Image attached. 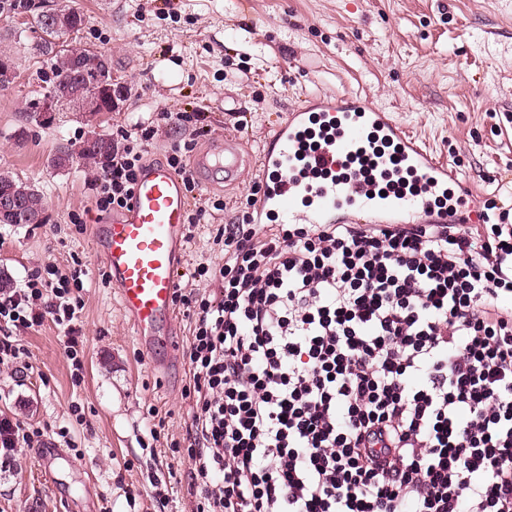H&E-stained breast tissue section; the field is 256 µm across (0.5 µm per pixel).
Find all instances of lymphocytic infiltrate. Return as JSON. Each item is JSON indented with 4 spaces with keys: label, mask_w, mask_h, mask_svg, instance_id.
<instances>
[{
    "label": "lymphocytic infiltrate",
    "mask_w": 512,
    "mask_h": 512,
    "mask_svg": "<svg viewBox=\"0 0 512 512\" xmlns=\"http://www.w3.org/2000/svg\"><path fill=\"white\" fill-rule=\"evenodd\" d=\"M121 132L88 185L124 208L151 136ZM176 289L195 512H512V215L492 224H251ZM77 273L0 292L77 357Z\"/></svg>",
    "instance_id": "f902f5d3"
}]
</instances>
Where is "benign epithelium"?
Here are the masks:
<instances>
[{"mask_svg": "<svg viewBox=\"0 0 512 512\" xmlns=\"http://www.w3.org/2000/svg\"><path fill=\"white\" fill-rule=\"evenodd\" d=\"M105 55L102 53L80 55L75 63L78 73L88 77L93 76L96 90L91 94H84L76 86H71L65 92H59V86L50 87L37 99L35 111L44 123H50L59 111L60 102L67 97L72 99L79 112H114L120 109L127 101L130 87L127 83L110 77L104 71ZM0 214L3 216L23 215L30 224H42L46 220L44 214H31L22 210L21 201L15 196L0 193Z\"/></svg>", "mask_w": 512, "mask_h": 512, "instance_id": "1", "label": "benign epithelium"}]
</instances>
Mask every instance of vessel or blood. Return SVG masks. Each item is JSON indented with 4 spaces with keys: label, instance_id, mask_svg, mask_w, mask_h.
Masks as SVG:
<instances>
[{
    "label": "vessel or blood",
    "instance_id": "b4317fda",
    "mask_svg": "<svg viewBox=\"0 0 512 512\" xmlns=\"http://www.w3.org/2000/svg\"><path fill=\"white\" fill-rule=\"evenodd\" d=\"M248 160L233 140L191 159L203 185L215 172L238 183ZM265 180L254 218L264 224H334L350 213L366 224H414L444 198L456 214L473 213L472 194L456 173L361 97H317L289 113L257 160ZM191 202L180 177L149 163L126 208L99 225L95 250L112 279L119 306L154 367L180 349L173 330L174 292L184 267ZM54 479L65 464L55 448L38 453Z\"/></svg>",
    "mask_w": 512,
    "mask_h": 512
}]
</instances>
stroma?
Instances as JSON below:
<instances>
[{"mask_svg":"<svg viewBox=\"0 0 512 512\" xmlns=\"http://www.w3.org/2000/svg\"><path fill=\"white\" fill-rule=\"evenodd\" d=\"M11 2L0 0V49L18 68L0 88V169L36 185L47 206L45 223L0 224V270L21 288L47 266H81L83 368L74 376L51 320L0 326L27 353L25 362L0 365V414L73 461L48 481L33 449H24L0 471V512H61V499L77 493L91 498L93 512L194 509L186 359L158 370L140 350L95 254L93 227L104 218L87 183L102 167L52 169L58 148L146 120L153 163L164 162L173 140L201 151L228 134L257 154L310 97L359 95L456 170L477 208H512V0H253L248 12L240 0H40L79 10L85 23L68 43L107 54L113 75L132 89L120 111L60 112L48 124L27 103L51 85L54 70L26 29L29 13ZM177 112L202 118L175 125ZM239 112L246 126H236ZM261 179L254 170L231 189L196 187L205 214L186 230L182 288L214 289L194 280V270L223 262L224 224L246 219ZM76 214L82 225L73 224Z\"/></svg>","mask_w":512,"mask_h":512,"instance_id":"obj_1","label":"stroma"}]
</instances>
